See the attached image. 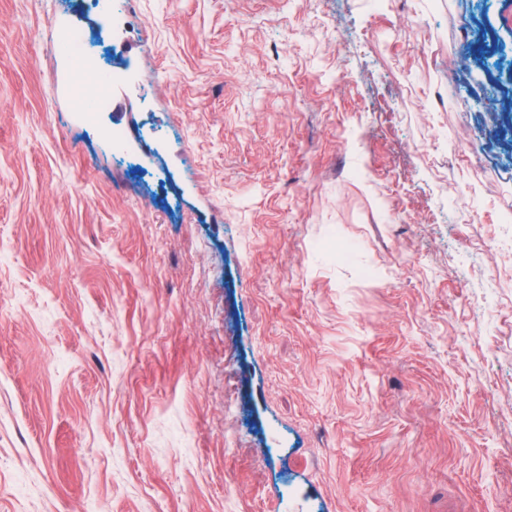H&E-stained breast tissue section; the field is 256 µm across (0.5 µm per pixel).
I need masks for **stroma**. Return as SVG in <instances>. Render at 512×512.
<instances>
[{
  "instance_id": "35a3bbf8",
  "label": "stroma",
  "mask_w": 512,
  "mask_h": 512,
  "mask_svg": "<svg viewBox=\"0 0 512 512\" xmlns=\"http://www.w3.org/2000/svg\"><path fill=\"white\" fill-rule=\"evenodd\" d=\"M122 3L0 0V512H512V0ZM62 44L66 47L68 53L78 59L81 63V71L87 75H90L94 78L97 76L101 77H107L109 79V82L116 83L118 81H121L124 77L119 75H112V77L109 74L102 75L99 67V63L97 58L88 51L86 47L85 37L83 33L79 30H71L69 31L63 41Z\"/></svg>"
}]
</instances>
